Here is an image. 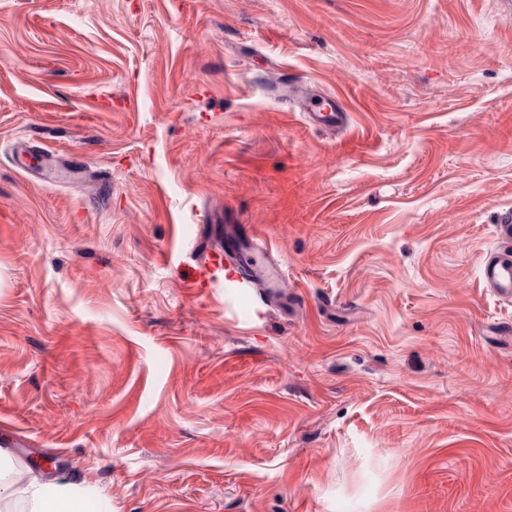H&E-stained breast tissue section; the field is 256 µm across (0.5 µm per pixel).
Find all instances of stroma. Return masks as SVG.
I'll list each match as a JSON object with an SVG mask.
<instances>
[{
	"instance_id": "stroma-1",
	"label": "stroma",
	"mask_w": 512,
	"mask_h": 512,
	"mask_svg": "<svg viewBox=\"0 0 512 512\" xmlns=\"http://www.w3.org/2000/svg\"><path fill=\"white\" fill-rule=\"evenodd\" d=\"M509 206L502 0H0L16 469L106 512H512ZM228 224L300 304L184 292ZM321 106L320 112H307L301 98L299 108L300 112H304L315 125L335 126L345 122L347 114L345 112H338L331 101L323 102ZM500 247L481 266V279L499 298L512 299V210L498 213Z\"/></svg>"
}]
</instances>
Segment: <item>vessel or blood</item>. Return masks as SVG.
Returning a JSON list of instances; mask_svg holds the SVG:
<instances>
[{
	"instance_id": "b4317fda",
	"label": "vessel or blood",
	"mask_w": 512,
	"mask_h": 512,
	"mask_svg": "<svg viewBox=\"0 0 512 512\" xmlns=\"http://www.w3.org/2000/svg\"><path fill=\"white\" fill-rule=\"evenodd\" d=\"M500 247L481 266V279L499 298L512 299V210L505 209L497 217ZM280 273L266 262L258 251L250 230L234 228L218 248L203 247L198 259L189 266L182 285L188 294L202 296L212 292L221 282L233 288L262 285L278 287Z\"/></svg>"
}]
</instances>
